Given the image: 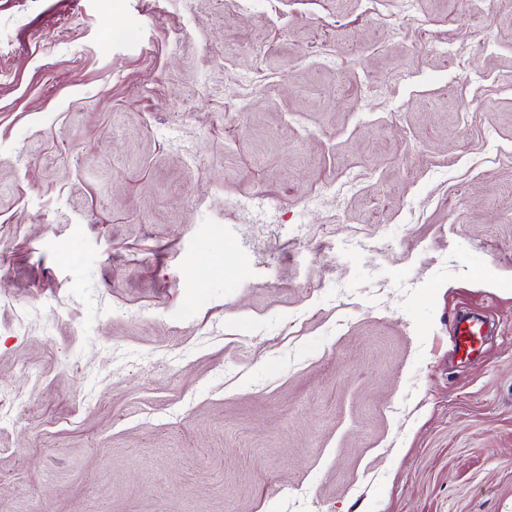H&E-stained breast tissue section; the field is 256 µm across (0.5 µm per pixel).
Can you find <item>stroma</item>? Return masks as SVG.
Returning a JSON list of instances; mask_svg holds the SVG:
<instances>
[{
	"label": "stroma",
	"instance_id": "obj_1",
	"mask_svg": "<svg viewBox=\"0 0 512 512\" xmlns=\"http://www.w3.org/2000/svg\"><path fill=\"white\" fill-rule=\"evenodd\" d=\"M0 71V512H512V6L0 0ZM482 336V327L466 316H461L456 321L455 347L457 352L470 355L476 351Z\"/></svg>",
	"mask_w": 512,
	"mask_h": 512
}]
</instances>
